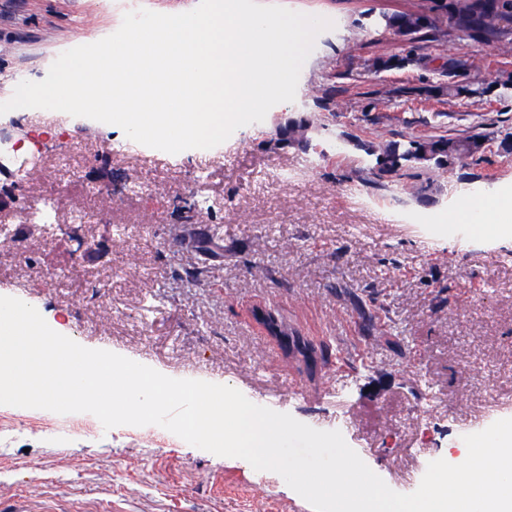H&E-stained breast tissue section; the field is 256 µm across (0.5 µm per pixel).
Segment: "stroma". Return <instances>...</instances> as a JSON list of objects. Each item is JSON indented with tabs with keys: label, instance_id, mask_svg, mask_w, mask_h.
<instances>
[{
	"label": "stroma",
	"instance_id": "obj_1",
	"mask_svg": "<svg viewBox=\"0 0 512 512\" xmlns=\"http://www.w3.org/2000/svg\"><path fill=\"white\" fill-rule=\"evenodd\" d=\"M333 21L315 39L296 99L222 144L157 154L119 126L65 116L68 143L47 141L40 168L0 157V225L26 264L0 256V295L23 289L70 336L177 379L227 385L318 430L347 423L354 451L394 491L444 458L462 430L512 418V241L456 224L464 178L512 192V157L490 154L445 174L447 204L423 207L395 184L365 183L361 153L334 140L400 139L437 128L512 134V96L433 98L447 75L422 65L381 73L367 60L402 47L382 14L432 0H277ZM126 0H0V95L16 73L44 79L64 51L118 30ZM466 61L460 83L512 71V44L446 30L423 45ZM318 113L309 151L276 144L279 117ZM112 150H104V143ZM65 185L57 230L21 222L15 200ZM115 188L103 198L89 185ZM86 223L71 221L73 210ZM219 227L210 238L208 226ZM273 310L294 344L270 336ZM376 315L402 348L364 331ZM429 377L444 402L414 413ZM303 391L293 394L294 383ZM495 387L504 404L485 412ZM313 512L279 474L200 453L157 426L98 427L90 413L0 405V512Z\"/></svg>",
	"mask_w": 512,
	"mask_h": 512
}]
</instances>
